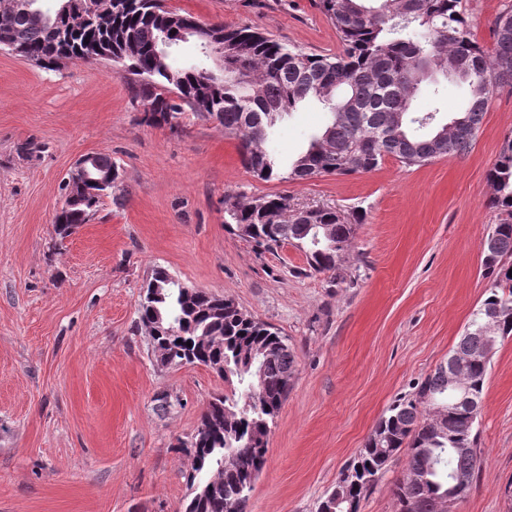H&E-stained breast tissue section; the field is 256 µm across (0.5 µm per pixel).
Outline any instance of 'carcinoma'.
I'll use <instances>...</instances> for the list:
<instances>
[{"instance_id": "carcinoma-1", "label": "carcinoma", "mask_w": 512, "mask_h": 512, "mask_svg": "<svg viewBox=\"0 0 512 512\" xmlns=\"http://www.w3.org/2000/svg\"><path fill=\"white\" fill-rule=\"evenodd\" d=\"M30 0L24 11L0 15V43L17 41L26 58L44 67L79 58L112 57L128 62L137 76L136 95L149 101L141 122L169 124L184 109L217 120L224 133L241 140V157L254 177L270 181L309 180L320 175L349 176L377 169L392 157L406 167H421L445 156L470 152L492 89L512 85V4L497 16L493 48L472 34L462 0H316L331 22L342 50L308 54L249 28L206 24L202 39L224 44V70L181 68L172 49L190 14L165 9L160 0H139L121 10L101 30H73L55 40L56 13ZM450 69L464 90L455 117L435 124L439 109L415 114L416 92L428 71ZM306 101L329 114L324 131L288 166L269 145L271 128ZM328 141L330 149H321ZM494 189L489 206L498 223L487 234L483 252L486 298L476 308L451 357L464 359L485 349L489 336L512 335V134L504 138L488 173ZM97 187L81 194L55 217L60 238L89 221L102 195ZM288 197L266 195L236 202L226 210L227 231L256 248L272 251L285 243L302 250L310 270L339 274L343 255L362 215L328 208L307 210V218L285 217ZM163 267L151 279L158 296L144 298L139 320L162 316L171 333L148 332L152 346L177 364L224 365L231 394L210 401L192 442L191 498L185 512H246L254 481L262 471L269 432L287 398L296 370L288 338L277 328L243 313L232 301L201 289L188 293ZM499 313L496 331L484 330L486 314ZM489 362L472 364L466 399L448 387V363L440 364L408 395L398 398L376 423L339 481L341 501L334 512H358L360 501L395 462L418 479H398L393 490L397 512H440L441 499L465 498L483 465L476 425L481 414Z\"/></svg>"}]
</instances>
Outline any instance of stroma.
<instances>
[{
  "label": "stroma",
  "instance_id": "stroma-1",
  "mask_svg": "<svg viewBox=\"0 0 512 512\" xmlns=\"http://www.w3.org/2000/svg\"><path fill=\"white\" fill-rule=\"evenodd\" d=\"M505 0H463L491 46ZM207 23L250 27L335 54L315 0H164ZM133 75L109 59L48 70L0 50V512H184L193 437L230 385L202 365H158L138 319L153 268L233 300L278 328L296 358L248 512H317L397 398L445 361L484 298L482 242L498 221L487 172L512 133V88L494 87L471 151L405 168L263 181L218 121L150 127ZM312 102L272 130L281 161L326 125ZM34 143L35 152L20 148ZM105 153L122 204L54 234L75 161ZM268 194L291 208L365 213L339 278L293 245L256 252L229 234L231 203ZM484 464L457 512H507L512 485V337L488 369L478 425Z\"/></svg>",
  "mask_w": 512,
  "mask_h": 512
}]
</instances>
